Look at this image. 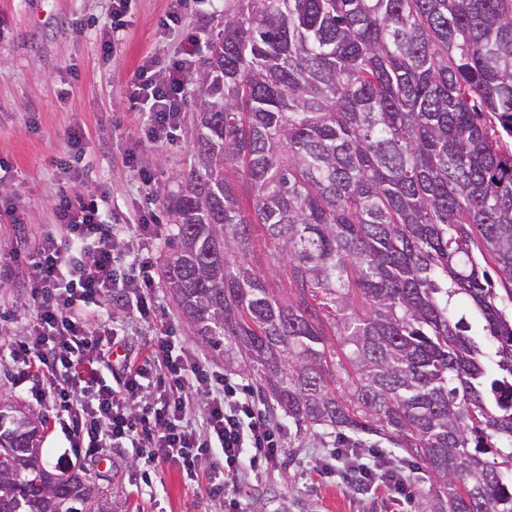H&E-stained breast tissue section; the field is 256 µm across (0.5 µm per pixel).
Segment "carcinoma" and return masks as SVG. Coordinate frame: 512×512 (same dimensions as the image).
<instances>
[{"label": "carcinoma", "mask_w": 512, "mask_h": 512, "mask_svg": "<svg viewBox=\"0 0 512 512\" xmlns=\"http://www.w3.org/2000/svg\"><path fill=\"white\" fill-rule=\"evenodd\" d=\"M197 72L163 196L185 323L293 439L401 449L429 512H512V0H235ZM40 427L0 401V512H120ZM258 239V243L251 254V261L253 266L264 272L270 279V285L272 288L279 289L281 294H284L286 291L292 292V289L288 285L287 282L283 280H276L273 278V272L276 270V260L273 255V251L268 248V246L263 242L262 231L258 230L255 235Z\"/></svg>", "instance_id": "obj_1"}]
</instances>
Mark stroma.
<instances>
[{
	"instance_id": "35a3bbf8",
	"label": "stroma",
	"mask_w": 512,
	"mask_h": 512,
	"mask_svg": "<svg viewBox=\"0 0 512 512\" xmlns=\"http://www.w3.org/2000/svg\"><path fill=\"white\" fill-rule=\"evenodd\" d=\"M225 0H190L179 30L161 28L170 0H130L125 31L110 58L100 51L101 26L111 0H0V245L14 239L17 229L6 210L19 200L29 235H38L55 221L61 188L104 193L105 206L116 222L128 224L144 213L159 223L167 217L161 190L176 188L188 162L192 128L182 121L172 138L150 143L133 121L125 83L153 58V69L164 73L179 52L184 34L197 40L203 56L224 27ZM82 125L89 145L82 160L84 175L62 176L55 162L67 150L64 131ZM146 167L151 184L137 172ZM159 313L155 323L137 322L125 308L110 310L116 326L124 327L134 347H144L157 329L171 327L180 347L206 358L217 373L250 384L239 359L211 355L181 319L166 286L156 290ZM31 315L13 280L0 275V399L44 419L40 446L58 459L68 446L65 431L50 398L40 397L35 380H21L3 344L20 338ZM343 459L334 448L315 440L285 442L282 464L262 480L244 477L240 494L249 512H422L425 483L416 482L413 500L400 498L375 483H344ZM86 473L123 512H224L222 501L207 494L208 473L190 478L173 466L154 467L143 448H117L86 463Z\"/></svg>"
}]
</instances>
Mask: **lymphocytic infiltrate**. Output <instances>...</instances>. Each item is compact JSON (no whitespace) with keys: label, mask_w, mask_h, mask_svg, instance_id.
I'll use <instances>...</instances> for the list:
<instances>
[{"label":"lymphocytic infiltrate","mask_w":512,"mask_h":512,"mask_svg":"<svg viewBox=\"0 0 512 512\" xmlns=\"http://www.w3.org/2000/svg\"><path fill=\"white\" fill-rule=\"evenodd\" d=\"M196 39L164 76L144 63L127 83V95L152 142L172 137L184 110ZM102 196L61 191L55 205L63 232L45 230L34 245L10 255L35 314L25 336L8 344L21 377H40L50 392L81 459L107 448H148L156 466L174 465L193 476L202 467L215 475L209 494L228 512H246L227 477H261L280 464L283 436L240 384L211 372L206 361L177 349L172 329L159 330L145 351L132 353L125 333L107 320L90 322L88 304L129 308L138 321L158 313L153 274L154 241L166 231L153 215L120 228L105 221ZM121 373L117 386L94 377L97 368ZM206 395L196 413L187 391Z\"/></svg>","instance_id":"f902f5d3"}]
</instances>
